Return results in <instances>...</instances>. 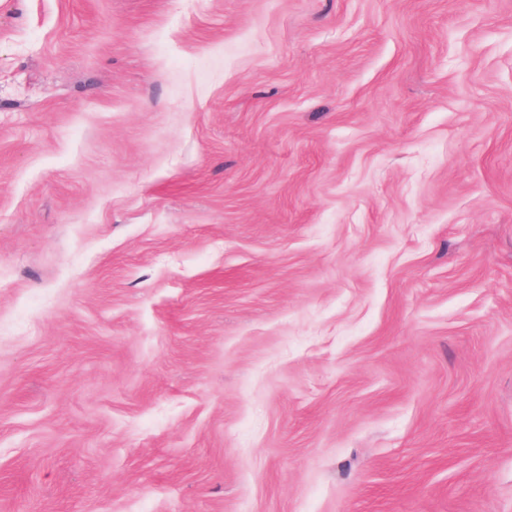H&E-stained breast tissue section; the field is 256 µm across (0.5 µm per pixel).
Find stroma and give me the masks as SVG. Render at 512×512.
Instances as JSON below:
<instances>
[{"label":"stroma","instance_id":"stroma-1","mask_svg":"<svg viewBox=\"0 0 512 512\" xmlns=\"http://www.w3.org/2000/svg\"><path fill=\"white\" fill-rule=\"evenodd\" d=\"M0 512H512V0H0Z\"/></svg>","mask_w":512,"mask_h":512}]
</instances>
